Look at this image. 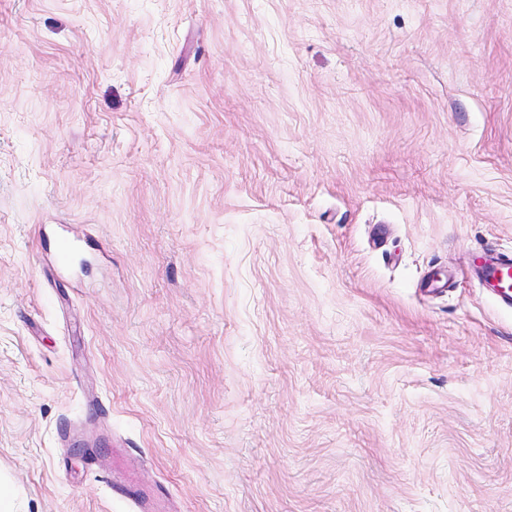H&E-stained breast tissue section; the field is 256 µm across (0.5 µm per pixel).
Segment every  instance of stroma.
Returning <instances> with one entry per match:
<instances>
[{
    "instance_id": "stroma-1",
    "label": "stroma",
    "mask_w": 512,
    "mask_h": 512,
    "mask_svg": "<svg viewBox=\"0 0 512 512\" xmlns=\"http://www.w3.org/2000/svg\"><path fill=\"white\" fill-rule=\"evenodd\" d=\"M512 0H0L9 512H512ZM484 279L505 304L512 299V258H489L480 264Z\"/></svg>"
}]
</instances>
